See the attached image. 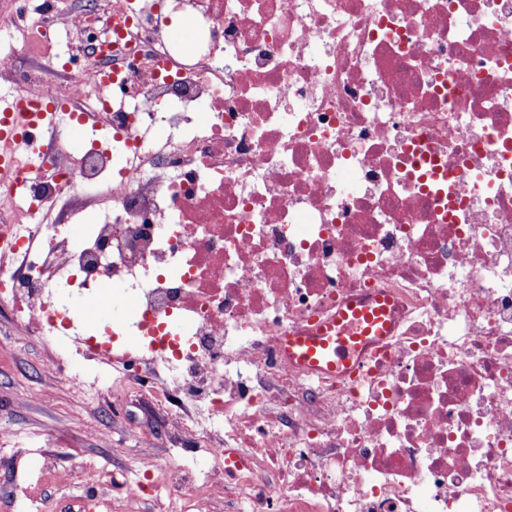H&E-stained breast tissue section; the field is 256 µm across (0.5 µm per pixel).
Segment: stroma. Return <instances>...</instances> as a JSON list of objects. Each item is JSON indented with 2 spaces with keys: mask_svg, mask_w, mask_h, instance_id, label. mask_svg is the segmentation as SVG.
I'll use <instances>...</instances> for the list:
<instances>
[{
  "mask_svg": "<svg viewBox=\"0 0 512 512\" xmlns=\"http://www.w3.org/2000/svg\"><path fill=\"white\" fill-rule=\"evenodd\" d=\"M49 354L46 343L16 327L0 306V432L8 434L0 456L25 451L17 469L0 466V512H8L17 493L41 498L46 512H113L105 492L91 482L94 467L143 479L172 449L191 443L168 431L137 399L116 410L103 385L72 387L71 377L87 371L86 362L46 372ZM145 434L155 439L152 450L142 446ZM37 448L53 449V465L64 481L44 471L33 454Z\"/></svg>",
  "mask_w": 512,
  "mask_h": 512,
  "instance_id": "stroma-1",
  "label": "stroma"
}]
</instances>
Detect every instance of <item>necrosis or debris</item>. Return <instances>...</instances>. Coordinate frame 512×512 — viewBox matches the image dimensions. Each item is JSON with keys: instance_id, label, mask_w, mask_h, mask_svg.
<instances>
[{"instance_id": "1", "label": "necrosis or debris", "mask_w": 512, "mask_h": 512, "mask_svg": "<svg viewBox=\"0 0 512 512\" xmlns=\"http://www.w3.org/2000/svg\"><path fill=\"white\" fill-rule=\"evenodd\" d=\"M101 2L23 26L69 60L0 56L112 139L57 127L0 179V302L46 370L118 369L202 439L161 470L190 512H512V0ZM73 293L134 301L129 340ZM381 303L353 371L284 350Z\"/></svg>"}]
</instances>
